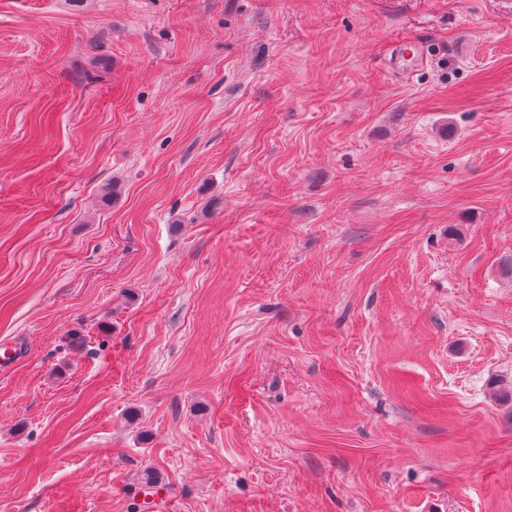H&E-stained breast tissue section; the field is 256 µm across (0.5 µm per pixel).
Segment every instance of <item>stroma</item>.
<instances>
[{"instance_id":"35a3bbf8","label":"stroma","mask_w":512,"mask_h":512,"mask_svg":"<svg viewBox=\"0 0 512 512\" xmlns=\"http://www.w3.org/2000/svg\"><path fill=\"white\" fill-rule=\"evenodd\" d=\"M1 342L0 512H512V0H0ZM425 62L421 41L417 37H404L399 40V44L387 60V65L398 80L409 81Z\"/></svg>"}]
</instances>
